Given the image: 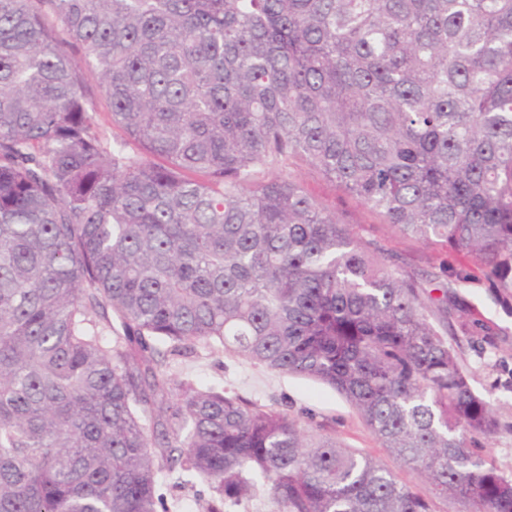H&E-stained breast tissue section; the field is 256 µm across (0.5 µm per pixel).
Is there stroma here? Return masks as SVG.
Returning a JSON list of instances; mask_svg holds the SVG:
<instances>
[{"label":"stroma","mask_w":512,"mask_h":512,"mask_svg":"<svg viewBox=\"0 0 512 512\" xmlns=\"http://www.w3.org/2000/svg\"><path fill=\"white\" fill-rule=\"evenodd\" d=\"M286 171L308 195L336 213L343 223L352 225L360 236L378 241L398 256L407 270L420 274L442 264L451 267L460 264V256L402 236L359 199L324 179L311 165L292 164ZM449 292L478 313L492 334L488 342L480 336H452L448 342L455 348L460 364L468 370L473 388L490 402L500 423L498 435L485 443L484 452L505 475L511 476L512 315L502 310L494 289L485 281H453ZM170 371L195 384L218 385L229 395L287 411L312 433L335 437L339 443L367 453L385 466L393 464L355 410L329 386L277 373L237 355L204 346L198 347L189 358L173 360ZM159 484L170 512H203L210 497L206 486L180 485L174 473L162 472Z\"/></svg>","instance_id":"1"}]
</instances>
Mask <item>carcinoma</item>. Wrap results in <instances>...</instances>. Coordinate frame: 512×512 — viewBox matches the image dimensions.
<instances>
[{"label":"carcinoma","instance_id":"obj_1","mask_svg":"<svg viewBox=\"0 0 512 512\" xmlns=\"http://www.w3.org/2000/svg\"><path fill=\"white\" fill-rule=\"evenodd\" d=\"M294 161L462 264L395 265ZM477 273L512 311V0H0V512H169L165 469L204 512H512L441 334L489 335ZM198 345L331 387L432 496L170 374ZM73 54L75 60L78 61L81 66V70L83 72L86 84L90 89L92 97L96 102V122L98 126L101 128V130L105 133L108 140L110 141L113 137L120 136L121 132L117 128L112 127V119L110 113L111 110L106 102L104 95L100 92V89L98 88L97 76L94 73L90 72L81 60L83 52H77Z\"/></svg>","mask_w":512,"mask_h":512}]
</instances>
